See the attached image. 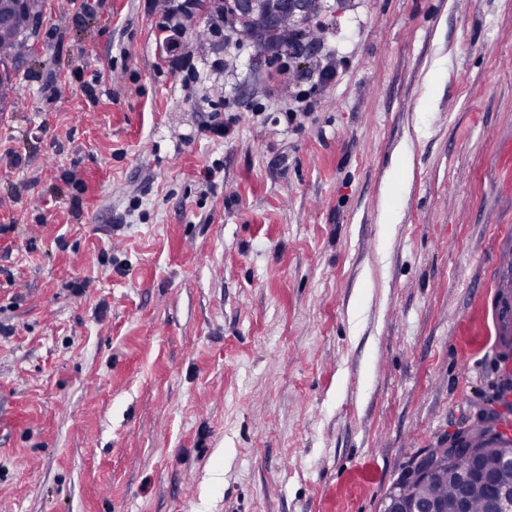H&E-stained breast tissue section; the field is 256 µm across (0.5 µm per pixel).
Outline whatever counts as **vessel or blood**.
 I'll use <instances>...</instances> for the list:
<instances>
[{
	"mask_svg": "<svg viewBox=\"0 0 512 512\" xmlns=\"http://www.w3.org/2000/svg\"><path fill=\"white\" fill-rule=\"evenodd\" d=\"M495 253L493 284L484 299V312L497 359L508 368L512 366V233L498 239Z\"/></svg>",
	"mask_w": 512,
	"mask_h": 512,
	"instance_id": "obj_1",
	"label": "vessel or blood"
}]
</instances>
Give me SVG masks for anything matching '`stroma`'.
<instances>
[{
	"label": "stroma",
	"mask_w": 512,
	"mask_h": 512,
	"mask_svg": "<svg viewBox=\"0 0 512 512\" xmlns=\"http://www.w3.org/2000/svg\"><path fill=\"white\" fill-rule=\"evenodd\" d=\"M178 2L43 0L0 110V512H382L512 397V0H321L259 66L210 0L166 58ZM495 253L493 284L484 299V312L498 362L507 369L512 365V233L498 239Z\"/></svg>",
	"instance_id": "35a3bbf8"
}]
</instances>
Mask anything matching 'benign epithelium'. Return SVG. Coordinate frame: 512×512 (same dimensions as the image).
<instances>
[{
    "label": "benign epithelium",
    "mask_w": 512,
    "mask_h": 512,
    "mask_svg": "<svg viewBox=\"0 0 512 512\" xmlns=\"http://www.w3.org/2000/svg\"><path fill=\"white\" fill-rule=\"evenodd\" d=\"M224 24L231 31L250 37L264 53L278 52L280 48L269 39V31L282 18L304 25L314 8V0H223ZM512 409L504 408L494 415H481L476 423L489 430L488 437L497 445L498 456L503 466L512 468V436L504 432L509 425ZM447 463L455 462L460 454L471 461L458 482L455 512H471V493L475 486L484 485L489 489L485 501V512H512V484L497 482L493 473L480 464L483 448L472 442L463 432L443 447L436 450L426 448L416 455L402 471L397 482H427L436 475L434 452ZM383 512H448V503L437 496H428L411 503L389 496Z\"/></svg>",
    "instance_id": "7a95c632"
}]
</instances>
